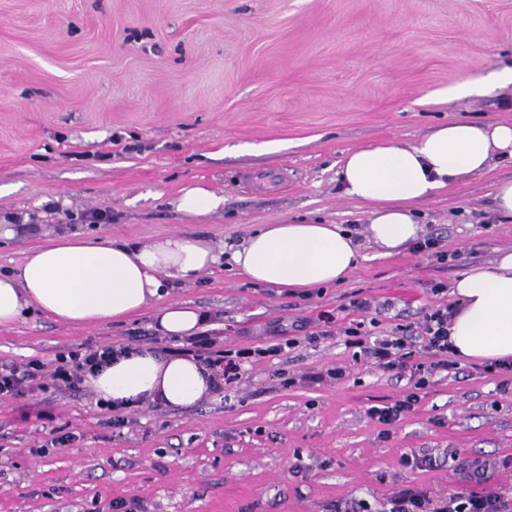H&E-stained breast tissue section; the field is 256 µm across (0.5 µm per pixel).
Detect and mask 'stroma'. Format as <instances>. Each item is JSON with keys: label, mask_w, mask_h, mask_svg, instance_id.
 Wrapping results in <instances>:
<instances>
[{"label": "stroma", "mask_w": 512, "mask_h": 512, "mask_svg": "<svg viewBox=\"0 0 512 512\" xmlns=\"http://www.w3.org/2000/svg\"><path fill=\"white\" fill-rule=\"evenodd\" d=\"M511 68L512 0H0V216L37 227L0 238L1 274L63 229L220 249L263 224L321 220L350 231L361 255L346 282L310 295L223 263L173 289L210 314L215 349L296 342L192 407L118 412L88 387L0 398V512H113L118 501L126 512H336L349 498L381 512L401 489H463L475 459L512 496L511 372L461 362L418 390L409 374L354 360L343 333L366 315L376 335L417 322L453 304L462 273L512 249V218L493 199L512 161L418 203L424 234L462 252L451 265L409 249L381 256L337 175L352 149L412 144L456 120L511 124ZM471 77L474 94L438 99ZM194 185L223 208L178 211ZM363 299L366 315L352 306ZM79 344L179 341L158 335L148 311L100 326L33 312L0 328V362L50 367ZM336 366L345 379L305 380ZM280 372L297 384L279 385ZM412 392L398 424L370 418ZM63 434L70 442L57 444Z\"/></svg>", "instance_id": "35a3bbf8"}]
</instances>
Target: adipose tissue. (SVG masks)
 Listing matches in <instances>:
<instances>
[{
  "label": "adipose tissue",
  "instance_id": "1",
  "mask_svg": "<svg viewBox=\"0 0 512 512\" xmlns=\"http://www.w3.org/2000/svg\"><path fill=\"white\" fill-rule=\"evenodd\" d=\"M498 158L512 159V124L450 121L412 145L351 150L338 176L345 194L363 207L372 242L391 256L419 236L415 204L485 174ZM223 258L204 238L171 236L133 245L60 234L28 251L14 272L0 275V328L31 308L59 322L94 326L152 306L156 332L193 336L208 314L167 295L198 281ZM225 259L253 283L309 291L348 280L359 252L340 225L289 221L263 225ZM451 294L458 303L448 328L454 356L488 363L512 359V249L464 272ZM89 385L125 409L145 400L184 409L213 392L215 375L193 358L140 347L90 377Z\"/></svg>",
  "mask_w": 512,
  "mask_h": 512
}]
</instances>
